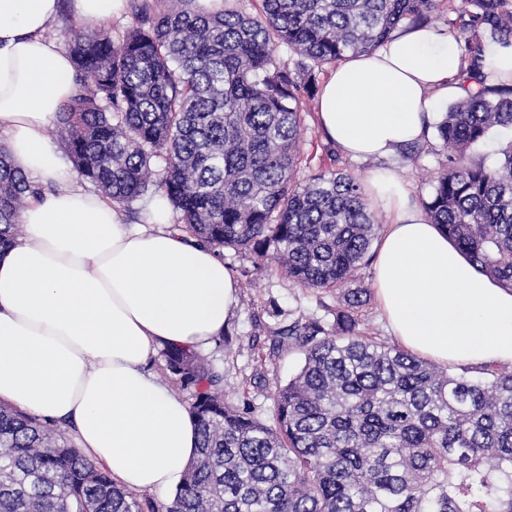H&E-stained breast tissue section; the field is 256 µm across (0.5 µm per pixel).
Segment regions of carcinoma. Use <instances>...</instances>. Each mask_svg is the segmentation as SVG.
<instances>
[{
	"label": "carcinoma",
	"instance_id": "carcinoma-1",
	"mask_svg": "<svg viewBox=\"0 0 512 512\" xmlns=\"http://www.w3.org/2000/svg\"><path fill=\"white\" fill-rule=\"evenodd\" d=\"M160 8L131 0L132 22L71 49L77 95L56 128L78 175L121 211L164 198L175 228L248 256L247 276L276 257L285 276L336 291L333 328L298 318L274 348L304 365L275 390L274 425L224 402L201 352L166 348L191 393L199 445L160 509L82 457L65 429L0 404V512H512V371L441 367L359 330L361 270L379 225L361 180L300 177V123L317 73L420 25L439 0H225ZM448 27L462 81L476 84L435 125L449 150L423 206L482 273L512 289V142L490 169L470 155L512 129V84L487 85L489 45L512 44V0H462ZM41 186L0 147V252Z\"/></svg>",
	"mask_w": 512,
	"mask_h": 512
}]
</instances>
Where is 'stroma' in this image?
I'll use <instances>...</instances> for the list:
<instances>
[{"label": "stroma", "mask_w": 512, "mask_h": 512, "mask_svg": "<svg viewBox=\"0 0 512 512\" xmlns=\"http://www.w3.org/2000/svg\"><path fill=\"white\" fill-rule=\"evenodd\" d=\"M316 105L313 99L304 105L300 144L303 167L350 173L362 182H370L376 163L353 162L328 141L319 127ZM444 160L441 142L433 135L415 158H399V173L410 184L416 200L427 199L431 181ZM222 259L240 286L239 304L223 335L214 339L206 353L224 379L225 401L249 404L254 417L270 425L274 422L277 384L286 383L303 363L299 352H272L275 329L297 316L318 314L321 305L336 306V296L295 285L272 259L266 261L262 272L248 277L242 276L244 261L234 250L223 249Z\"/></svg>", "instance_id": "35a3bbf8"}]
</instances>
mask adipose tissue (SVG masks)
I'll use <instances>...</instances> for the list:
<instances>
[{"label":"adipose tissue","instance_id":"obj_1","mask_svg":"<svg viewBox=\"0 0 512 512\" xmlns=\"http://www.w3.org/2000/svg\"><path fill=\"white\" fill-rule=\"evenodd\" d=\"M59 0H0V144L54 184L30 202L25 233L0 254V402L72 431L76 449L132 492L179 487L198 446L189 408L146 365L158 348L221 336L239 284L209 246L174 230L162 199L124 223L87 188L46 131L77 92L49 34ZM461 51L431 26H404L338 66L317 115L357 161L422 139L444 99L461 98ZM387 223L373 282L404 349L439 365L512 368V291L478 271L432 224L395 170L367 188Z\"/></svg>","mask_w":512,"mask_h":512}]
</instances>
